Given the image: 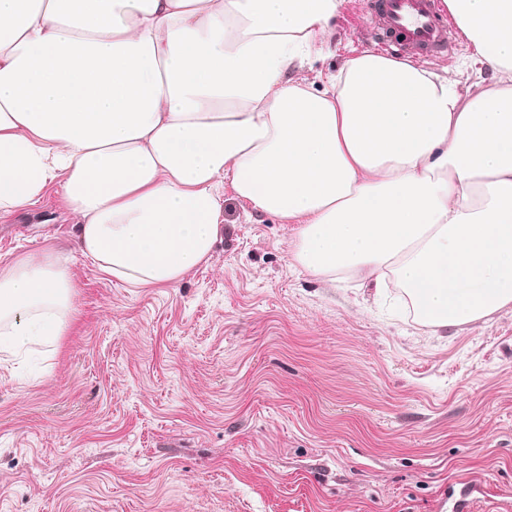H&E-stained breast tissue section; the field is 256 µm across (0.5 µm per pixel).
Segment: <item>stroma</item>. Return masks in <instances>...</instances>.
Wrapping results in <instances>:
<instances>
[{
    "label": "stroma",
    "instance_id": "obj_1",
    "mask_svg": "<svg viewBox=\"0 0 512 512\" xmlns=\"http://www.w3.org/2000/svg\"><path fill=\"white\" fill-rule=\"evenodd\" d=\"M344 0L296 81L375 45ZM470 42L427 70L493 85ZM61 182L0 214V263L68 253L56 343L0 361V512H448L474 481L512 512V308L434 332L379 295L293 265L296 227L224 190L210 260L133 288L75 247Z\"/></svg>",
    "mask_w": 512,
    "mask_h": 512
}]
</instances>
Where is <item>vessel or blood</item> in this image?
Returning <instances> with one entry per match:
<instances>
[{
	"label": "vessel or blood",
	"mask_w": 512,
	"mask_h": 512,
	"mask_svg": "<svg viewBox=\"0 0 512 512\" xmlns=\"http://www.w3.org/2000/svg\"><path fill=\"white\" fill-rule=\"evenodd\" d=\"M371 38L405 58L451 56L457 33L445 25L437 0H368Z\"/></svg>",
	"instance_id": "1"
}]
</instances>
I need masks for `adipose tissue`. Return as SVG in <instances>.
I'll use <instances>...</instances> for the list:
<instances>
[{
    "mask_svg": "<svg viewBox=\"0 0 512 512\" xmlns=\"http://www.w3.org/2000/svg\"><path fill=\"white\" fill-rule=\"evenodd\" d=\"M344 0H0V212L54 181L79 251L135 288L208 262L224 189L295 222L291 261L394 276L419 321L512 308V84L366 51L294 82ZM479 62L512 74V0H449ZM49 251L0 265V351L61 336L75 284Z\"/></svg>",
    "mask_w": 512,
    "mask_h": 512,
    "instance_id": "ef3b65f1",
    "label": "adipose tissue"
}]
</instances>
